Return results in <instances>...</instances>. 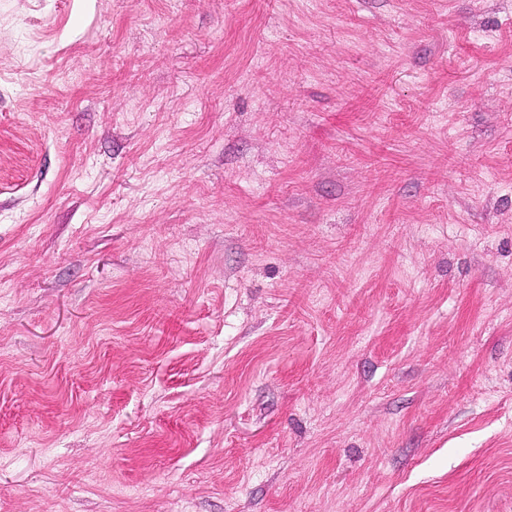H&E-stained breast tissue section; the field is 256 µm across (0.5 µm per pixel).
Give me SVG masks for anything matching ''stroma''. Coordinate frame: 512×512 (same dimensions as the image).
Wrapping results in <instances>:
<instances>
[{"label": "stroma", "instance_id": "stroma-1", "mask_svg": "<svg viewBox=\"0 0 512 512\" xmlns=\"http://www.w3.org/2000/svg\"><path fill=\"white\" fill-rule=\"evenodd\" d=\"M0 512H512V0H0Z\"/></svg>", "mask_w": 512, "mask_h": 512}]
</instances>
